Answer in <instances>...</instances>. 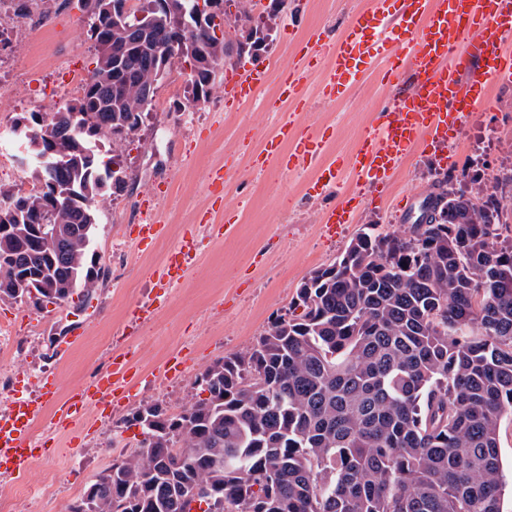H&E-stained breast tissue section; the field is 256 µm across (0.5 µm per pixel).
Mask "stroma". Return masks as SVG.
Listing matches in <instances>:
<instances>
[{
  "label": "stroma",
  "mask_w": 512,
  "mask_h": 512,
  "mask_svg": "<svg viewBox=\"0 0 512 512\" xmlns=\"http://www.w3.org/2000/svg\"><path fill=\"white\" fill-rule=\"evenodd\" d=\"M371 2L285 0L269 21L270 38L259 57L233 55L225 58L224 68L292 59L299 41L314 32L324 42H335ZM45 8L49 18L42 29L23 34L8 29L0 35L8 44L0 50V129L16 118L46 111L50 83L43 73L54 61L68 62L80 78L90 75L93 48L76 0H47ZM282 77V69L273 67L256 103L247 108L225 106L219 90L202 108L179 112L174 105L184 99L185 76L172 71L158 89L157 107L146 119L139 143L124 155L129 186L103 209L96 251L110 271L108 280L86 302L75 298L36 307L0 300V326L9 336L0 346V378L27 393L35 377L57 380L61 393H69L105 371L113 352L122 349L134 351L138 366L148 373L174 354L187 359L184 378L135 386L119 412L101 405L67 433L37 425L34 440L42 449L28 480L0 475V493L17 506L69 512L84 483L135 446L139 429L125 427L124 416L147 402L176 408L190 401L196 375L227 354L251 348L271 318L288 307L300 282L333 263L361 228L406 229L405 201L423 200L436 180L451 181L469 194L481 186L496 187L512 225V185L496 184L497 178L512 173V81L490 84L493 108L474 113L455 134L452 162L442 163L438 153L421 147L404 159L388 188L364 187L343 173L326 195L313 196L308 183L315 166L261 170L253 165L263 140L285 117L274 107ZM323 77V67H316L302 119L315 128H331L328 157L348 158L385 108L390 90L373 72L346 98L329 102L316 94ZM214 168L224 171V201L236 218L233 231L221 237L196 222L207 211L216 223L224 221L223 213L212 210L207 189L206 176ZM150 192L157 195L151 213L141 207ZM347 195L355 200L352 223L327 233L322 212ZM155 217L166 224L165 236L138 243L137 225ZM188 231L196 234V266L169 289L154 320L128 336L131 312L152 294L154 269ZM78 323L84 324V334L65 353H57L56 339Z\"/></svg>",
  "instance_id": "1"
}]
</instances>
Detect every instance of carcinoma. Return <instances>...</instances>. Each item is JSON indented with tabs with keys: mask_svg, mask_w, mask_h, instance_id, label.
Returning a JSON list of instances; mask_svg holds the SVG:
<instances>
[{
	"mask_svg": "<svg viewBox=\"0 0 512 512\" xmlns=\"http://www.w3.org/2000/svg\"><path fill=\"white\" fill-rule=\"evenodd\" d=\"M82 0L94 67L47 124L32 184L0 189V300L90 298L108 270L100 207L126 191L122 157L177 64L207 102L224 57L195 0H138L147 25ZM177 43L178 54L162 46ZM108 140L109 150L101 143ZM439 221L367 225L297 288L257 344L199 373L178 412L139 406L136 449L92 477L70 512H503L500 426L512 415V226L496 193H437ZM49 224L50 244L40 221Z\"/></svg>",
	"mask_w": 512,
	"mask_h": 512,
	"instance_id": "cac0c4a2",
	"label": "carcinoma"
}]
</instances>
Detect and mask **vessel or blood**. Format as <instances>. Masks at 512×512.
Masks as SVG:
<instances>
[{
  "label": "vessel or blood",
  "instance_id": "b4317fda",
  "mask_svg": "<svg viewBox=\"0 0 512 512\" xmlns=\"http://www.w3.org/2000/svg\"><path fill=\"white\" fill-rule=\"evenodd\" d=\"M331 59L317 88L319 97L336 101L376 69H384L391 97L386 111L368 128L350 168L363 183L387 185L403 157L426 144L444 152L453 135L476 112L487 111L488 82L512 78V0H372L371 6L345 28L335 44L322 46L318 34L303 41L293 63L285 67L282 102L304 107L310 69L320 53ZM269 72L247 66L227 73L224 100L243 108L256 99ZM328 132L313 136L295 119L281 123L263 148L266 162L300 168L324 158ZM292 142L283 151V142ZM333 163L322 167L308 191L323 194L341 173ZM195 258L191 241L174 247L153 273L158 296L178 283ZM130 379L124 357H114L109 370L75 388L66 401L52 403V388L18 393L0 413V472L26 480L35 444L33 428L51 421L61 430L86 410L111 398Z\"/></svg>",
  "mask_w": 512,
  "mask_h": 512
}]
</instances>
